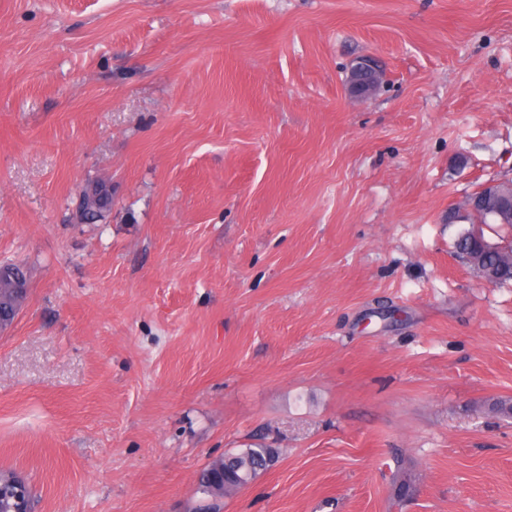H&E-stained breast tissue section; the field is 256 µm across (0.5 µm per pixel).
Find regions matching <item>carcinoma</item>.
I'll return each instance as SVG.
<instances>
[{"label": "carcinoma", "instance_id": "cac0c4a2", "mask_svg": "<svg viewBox=\"0 0 512 512\" xmlns=\"http://www.w3.org/2000/svg\"><path fill=\"white\" fill-rule=\"evenodd\" d=\"M78 209L83 211L88 224H100L107 220L112 205L95 199H82ZM464 205L448 210V223L467 224L457 235L454 248L457 256L466 260L473 272L479 268L492 269L497 273L498 284L512 282V223L508 237L489 240L483 226L499 224L490 210L475 208L461 215ZM30 268L22 262L8 264L0 271V327H10L23 309L29 292ZM280 452L259 442L238 450L227 451L211 459L198 472L195 482L193 512H221L224 496L248 486L260 475L268 472L277 462ZM412 484L411 475L403 462H397L391 478L393 497L401 499Z\"/></svg>", "mask_w": 512, "mask_h": 512}]
</instances>
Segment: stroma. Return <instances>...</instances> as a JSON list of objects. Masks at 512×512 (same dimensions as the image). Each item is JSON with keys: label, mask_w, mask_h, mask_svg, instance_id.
Masks as SVG:
<instances>
[{"label": "stroma", "mask_w": 512, "mask_h": 512, "mask_svg": "<svg viewBox=\"0 0 512 512\" xmlns=\"http://www.w3.org/2000/svg\"><path fill=\"white\" fill-rule=\"evenodd\" d=\"M490 180L512 0H0V467L35 512H191L260 439L224 512H512V284L448 221ZM348 90L355 96H366L376 91L384 75L378 61L370 55L354 57L348 66ZM78 210L83 211L86 224H100L106 221L112 212V205L108 202H98L92 197L91 200L82 199L78 202ZM30 276V268L22 262H12L0 271V329L9 328L23 309ZM279 455V448L259 442L212 458L198 472L193 512H223L224 496L256 481L276 464Z\"/></svg>", "instance_id": "obj_1"}]
</instances>
